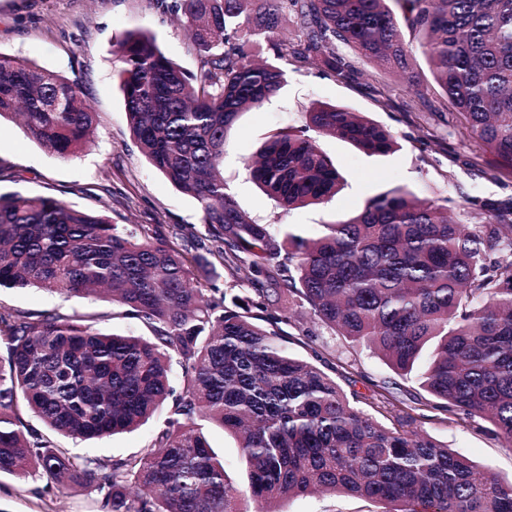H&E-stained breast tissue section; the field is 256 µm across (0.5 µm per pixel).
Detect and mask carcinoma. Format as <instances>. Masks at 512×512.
Instances as JSON below:
<instances>
[{
  "mask_svg": "<svg viewBox=\"0 0 512 512\" xmlns=\"http://www.w3.org/2000/svg\"><path fill=\"white\" fill-rule=\"evenodd\" d=\"M200 60L188 73L143 30L116 44L124 110L143 157L195 199L213 243L192 253L159 224L135 232L57 199L0 193V288L103 298L151 332L104 333L96 317L0 312V475L92 487L111 512H283L321 492L392 505L387 512H512V480L428 436L418 416L378 392L388 428L336 379L297 358L280 327L296 306L421 388L454 417H479L512 447V223H462L448 205L395 187L355 216L303 237L256 224L221 171L241 112L282 88L288 65L348 82L350 47L407 83L431 112L453 107L469 135L512 175V0H154ZM297 19L292 37L283 20ZM414 34L412 42L403 29ZM263 42L275 61L259 57ZM422 57L428 67L417 65ZM438 90V104L422 87ZM68 159L85 150L95 112L81 84L0 53V118ZM330 135L387 155L394 135L363 112L315 102L298 128L274 131L245 168L285 210L321 204L344 182L318 145ZM249 260L254 297L226 303L214 261ZM181 368L172 378V362ZM26 408L74 439L131 432L159 409L140 457H74L27 424ZM237 440L236 487L201 422Z\"/></svg>",
  "mask_w": 512,
  "mask_h": 512,
  "instance_id": "cac0c4a2",
  "label": "carcinoma"
}]
</instances>
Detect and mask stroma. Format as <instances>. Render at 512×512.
Masks as SVG:
<instances>
[{"label": "stroma", "instance_id": "obj_1", "mask_svg": "<svg viewBox=\"0 0 512 512\" xmlns=\"http://www.w3.org/2000/svg\"><path fill=\"white\" fill-rule=\"evenodd\" d=\"M153 34L161 51L185 71L197 72L199 61L180 22L154 8L149 0H0V53L31 61L41 68L79 80L95 112L89 148L61 159L27 139L15 120L0 119V191L61 199L77 209L102 214L115 224L135 229L161 224L178 239L207 246L208 235L197 202L179 190L140 154L131 139L119 87L122 63L117 41L132 30ZM357 73L342 83L320 67L289 66L282 89L262 107L241 113L224 141V181L237 207L259 224H285L296 234L311 236L326 225L356 214L365 202L393 187L422 198H450L463 223L484 224L488 214L464 211V198L475 195L494 204L503 222L512 221V177L493 180L497 159L457 121L453 110L418 111L413 90L392 77L374 73L354 60ZM391 99L381 108L380 94ZM340 104L367 113L388 128L398 150L387 156L365 154L333 137L320 147L344 174L347 183L332 200L303 209L284 210L250 179L244 162L268 135L304 122L311 102ZM55 310L96 315L98 328L147 335L136 319L114 315L105 301L67 298L36 288H0V312ZM295 339L289 350L316 363L336 379L353 404L371 411L376 387L387 384L400 407L416 408L427 394L415 377L402 376L364 348H349L342 336L321 321L302 314L289 328ZM156 415L130 433L79 441L55 436L59 447L75 456L127 458L144 453L163 424ZM486 421L461 420L446 412L424 409L422 428L454 453L491 467L501 479H512V449L487 431ZM285 512H384L379 502L343 495H315L284 503ZM0 512H109L93 489H59L46 479L0 476Z\"/></svg>", "mask_w": 512, "mask_h": 512}]
</instances>
